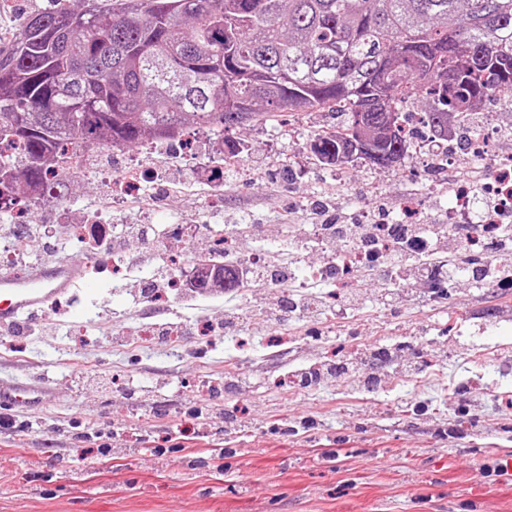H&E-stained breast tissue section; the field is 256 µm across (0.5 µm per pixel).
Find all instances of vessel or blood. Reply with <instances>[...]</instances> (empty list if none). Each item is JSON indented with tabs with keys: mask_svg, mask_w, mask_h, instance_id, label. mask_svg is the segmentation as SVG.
<instances>
[{
	"mask_svg": "<svg viewBox=\"0 0 512 512\" xmlns=\"http://www.w3.org/2000/svg\"><path fill=\"white\" fill-rule=\"evenodd\" d=\"M84 283L82 265L66 260L36 265L24 274L0 272V329L23 319L37 320L48 305ZM45 393L39 384H16L0 390V406H36L43 403Z\"/></svg>",
	"mask_w": 512,
	"mask_h": 512,
	"instance_id": "vessel-or-blood-1",
	"label": "vessel or blood"
}]
</instances>
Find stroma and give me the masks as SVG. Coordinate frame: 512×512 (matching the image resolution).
<instances>
[{
  "mask_svg": "<svg viewBox=\"0 0 512 512\" xmlns=\"http://www.w3.org/2000/svg\"><path fill=\"white\" fill-rule=\"evenodd\" d=\"M338 121L328 109L283 111L154 153L131 149L153 183L106 213L104 250L137 262L119 288L57 213L106 193L100 169L126 157L103 154L64 201L36 204L56 231L38 238L32 262L83 263L87 284L32 336L0 332V383L48 387L41 406L8 410L0 424V512H512V367L488 356L512 351V292L460 278L447 305L427 303L417 285L384 305L382 273L363 271L337 290L341 315L319 301L289 319L282 345L272 342L283 292L273 284L244 298H141L169 278L170 256H209L226 237L243 257L309 237L306 271L341 249L314 242L318 223L395 222L409 197L417 223L443 222L445 167L319 163L309 140ZM171 323L185 329L181 346L158 338ZM374 346L392 348L391 363L365 364ZM337 357L356 372L306 390L283 381Z\"/></svg>",
  "mask_w": 512,
  "mask_h": 512,
  "instance_id": "obj_1",
  "label": "stroma"
}]
</instances>
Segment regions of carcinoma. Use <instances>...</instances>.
<instances>
[{
  "label": "carcinoma",
  "instance_id": "carcinoma-1",
  "mask_svg": "<svg viewBox=\"0 0 512 512\" xmlns=\"http://www.w3.org/2000/svg\"><path fill=\"white\" fill-rule=\"evenodd\" d=\"M512 89V0H59L0 54V195L46 185L52 150L230 130L260 110L333 109L311 149L390 168L410 144L403 105L438 130Z\"/></svg>",
  "mask_w": 512,
  "mask_h": 512
}]
</instances>
